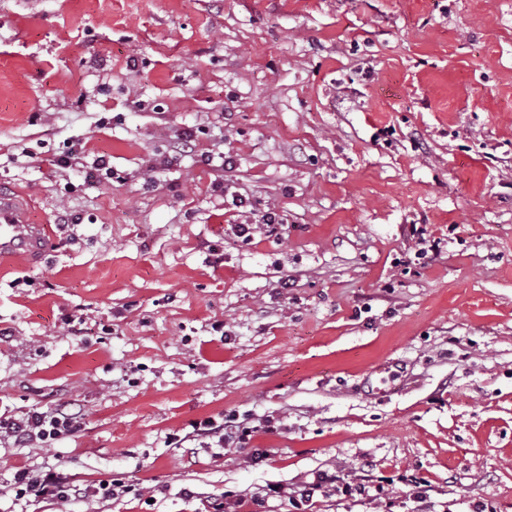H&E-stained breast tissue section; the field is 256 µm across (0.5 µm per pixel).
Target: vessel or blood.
Masks as SVG:
<instances>
[{"instance_id":"b4317fda","label":"vessel or blood","mask_w":512,"mask_h":512,"mask_svg":"<svg viewBox=\"0 0 512 512\" xmlns=\"http://www.w3.org/2000/svg\"><path fill=\"white\" fill-rule=\"evenodd\" d=\"M53 237L48 224H29L15 200L0 196V258L37 255Z\"/></svg>"}]
</instances>
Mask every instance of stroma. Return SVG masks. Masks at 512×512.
Instances as JSON below:
<instances>
[{"label":"stroma","instance_id":"1","mask_svg":"<svg viewBox=\"0 0 512 512\" xmlns=\"http://www.w3.org/2000/svg\"><path fill=\"white\" fill-rule=\"evenodd\" d=\"M228 192L283 231L235 236ZM0 194L55 231L0 262V420L84 415L0 440V512L320 472L372 485L312 512H414L407 475L429 512H512V0H0ZM228 415L247 442L177 444ZM48 468L132 491L15 500ZM82 419L83 414L80 410H55L52 412L33 410L21 418L1 421L0 436L4 432L6 436L14 438V442L22 447L37 440L48 445L76 432L80 428Z\"/></svg>","mask_w":512,"mask_h":512}]
</instances>
